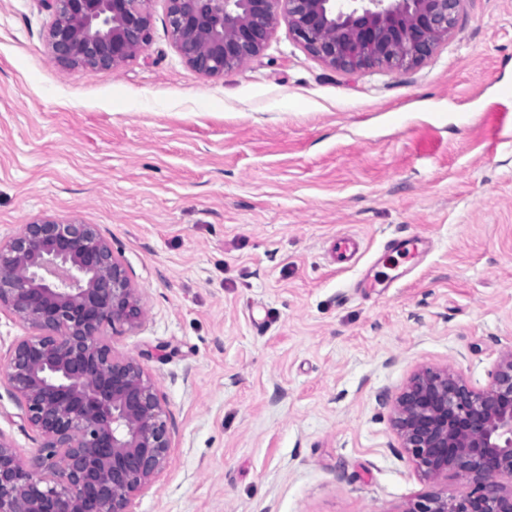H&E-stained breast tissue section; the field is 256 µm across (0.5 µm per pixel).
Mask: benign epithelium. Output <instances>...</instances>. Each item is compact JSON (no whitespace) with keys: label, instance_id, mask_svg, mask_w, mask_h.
Returning a JSON list of instances; mask_svg holds the SVG:
<instances>
[{"label":"benign epithelium","instance_id":"7a95c632","mask_svg":"<svg viewBox=\"0 0 512 512\" xmlns=\"http://www.w3.org/2000/svg\"><path fill=\"white\" fill-rule=\"evenodd\" d=\"M152 0H43L47 47L66 67L118 69L150 41ZM172 41L194 71L220 76L262 54L280 21L296 44L344 72H398L431 57L466 0H164ZM35 333L12 346L0 387L40 437L21 459L0 434V512H128L164 468L171 430L152 379L120 357L105 327L145 311L96 225L42 219L0 238V312ZM391 422L434 491L404 512H512V349L475 388L422 367L396 396Z\"/></svg>","mask_w":512,"mask_h":512}]
</instances>
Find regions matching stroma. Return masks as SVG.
Returning a JSON list of instances; mask_svg holds the SVG:
<instances>
[{
	"label": "stroma",
	"instance_id": "35a3bbf8",
	"mask_svg": "<svg viewBox=\"0 0 512 512\" xmlns=\"http://www.w3.org/2000/svg\"><path fill=\"white\" fill-rule=\"evenodd\" d=\"M117 70L48 52L42 0H0V237L97 225L139 288L112 334L165 403L168 462L130 512H403L428 492L391 427L421 367L477 388L512 347V0H466L399 73L322 65L279 24L224 75L189 68L153 0ZM361 241L337 265L336 236ZM432 248L393 274L385 243ZM0 389V434L40 439Z\"/></svg>",
	"mask_w": 512,
	"mask_h": 512
}]
</instances>
